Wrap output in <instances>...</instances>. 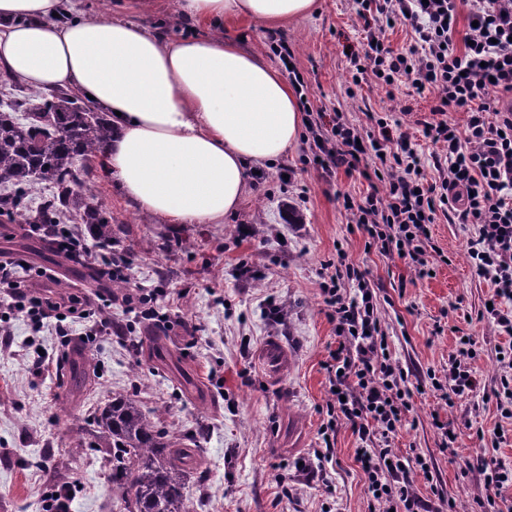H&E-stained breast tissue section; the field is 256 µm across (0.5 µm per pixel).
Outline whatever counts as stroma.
I'll use <instances>...</instances> for the list:
<instances>
[{"mask_svg":"<svg viewBox=\"0 0 512 512\" xmlns=\"http://www.w3.org/2000/svg\"><path fill=\"white\" fill-rule=\"evenodd\" d=\"M221 33L275 67L281 61L271 40L286 41L313 107L343 112L361 128H368L370 111L411 106L407 124L429 114L431 96L414 95L408 86L389 95L367 78L353 84L343 47L363 32L351 0H316L312 13L280 28L238 20ZM284 167L292 171L286 183L279 178ZM262 171L263 184L223 223L179 228L141 212L100 170L92 171L115 241L133 253L131 287L167 289L171 325L160 330L143 321L133 335L87 341V318L67 319L64 337L52 321L36 335L26 321H11L14 344L0 347V512H46L57 473L72 486L69 512H120L105 449L77 445L79 432H91L116 393L135 396L143 411L163 414L200 447L201 464L185 481L191 512H369L356 436L339 425L328 447L319 435L327 420L323 363L335 341L322 310L319 269L341 250L367 271L391 355L410 375L447 368L455 335L432 330L448 317L478 341L472 368L481 385L499 386V353L512 340L476 318L492 285L469 263L470 228L437 219L432 241L447 260L421 279L403 259L382 255L349 231L341 195L365 194L362 177L340 172L324 182L299 144ZM13 256L32 264L23 279L32 290L41 288L38 267L75 285L65 261L40 239L0 223V259ZM455 302L460 308L453 313ZM270 336L291 355L280 385L267 380L259 360ZM39 351L50 363L37 377L30 361ZM66 397L72 403L63 414L59 401ZM436 407L432 395L415 396L413 424L392 446L426 457L429 474L415 482L422 495L438 488L456 512H470L485 491L477 471L465 465L485 456L512 466V421L480 395L458 402L446 413L458 426L452 459L432 425ZM500 428L505 441L496 447L492 438Z\"/></svg>","mask_w":512,"mask_h":512,"instance_id":"stroma-1","label":"stroma"}]
</instances>
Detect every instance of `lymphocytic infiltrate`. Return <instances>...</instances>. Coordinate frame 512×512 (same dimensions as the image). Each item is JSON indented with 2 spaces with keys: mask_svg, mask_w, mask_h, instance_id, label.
Masks as SVG:
<instances>
[{
  "mask_svg": "<svg viewBox=\"0 0 512 512\" xmlns=\"http://www.w3.org/2000/svg\"><path fill=\"white\" fill-rule=\"evenodd\" d=\"M364 37L350 47L349 64L357 74L393 91L410 86L414 93H431L430 116L417 120L438 176L426 179L424 164L412 146V135L399 120L371 116V132H363L343 113L326 114L312 108L307 95L299 100L307 124L316 134L309 149L321 178L337 172L373 175L377 181L366 195L344 196L343 207L382 255L408 261L419 278L429 277L434 247L431 226L437 216L452 224H472L467 252L477 272L491 282V307L484 318L499 334L512 335V0H352ZM469 21L459 29L460 17ZM404 27L407 48L396 49L390 31ZM464 113L457 123L454 113ZM28 235L46 241L94 268L97 279L126 280L132 255L93 253L81 230L73 224H28ZM16 261L0 262V335L8 323L26 318L32 331L45 320L83 311L74 293L50 299L22 288ZM321 298L334 326L335 349L323 367L330 392L327 421L320 429L330 441L339 424L349 426L359 441L361 463L371 504L387 512H442L434 499L419 495L415 478L428 474L420 454L401 455L392 440L409 422L413 390L408 371L393 360L382 327L374 291L365 271L339 257L322 266ZM168 292L163 288H136L122 298L135 319L168 325L163 310ZM477 351V340H457L444 378L432 379L430 390L439 411L472 395L479 382L467 365ZM433 414L442 447H450L453 422Z\"/></svg>",
  "mask_w": 512,
  "mask_h": 512,
  "instance_id": "lymphocytic-infiltrate-1",
  "label": "lymphocytic infiltrate"
}]
</instances>
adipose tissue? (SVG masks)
<instances>
[{
	"label": "adipose tissue",
	"mask_w": 512,
	"mask_h": 512,
	"mask_svg": "<svg viewBox=\"0 0 512 512\" xmlns=\"http://www.w3.org/2000/svg\"><path fill=\"white\" fill-rule=\"evenodd\" d=\"M315 0H178L194 34L82 17L77 0H0V72L65 87L111 113L101 165L127 199L169 224H220L242 205L255 164L296 143L301 105L263 56L215 36L255 18L277 27Z\"/></svg>",
	"instance_id": "1"
}]
</instances>
